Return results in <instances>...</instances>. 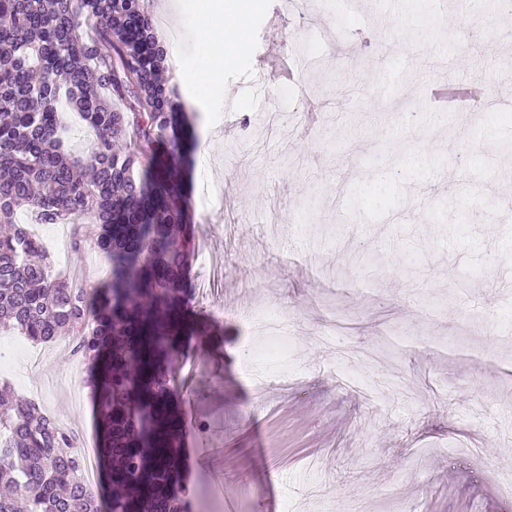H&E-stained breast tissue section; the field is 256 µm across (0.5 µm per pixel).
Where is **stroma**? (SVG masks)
Returning a JSON list of instances; mask_svg holds the SVG:
<instances>
[{"label":"stroma","mask_w":512,"mask_h":512,"mask_svg":"<svg viewBox=\"0 0 512 512\" xmlns=\"http://www.w3.org/2000/svg\"><path fill=\"white\" fill-rule=\"evenodd\" d=\"M150 6L170 110L198 135L223 121L182 174L199 244L223 264L222 288L191 301L212 334L189 357L180 405L197 512H512L500 491L512 481V335L475 314L512 312V36L499 0H309L326 31L314 70L295 65L309 51L287 0H261L207 89L197 0ZM414 33L423 67L399 51ZM451 70L480 79L500 109L434 111L432 86ZM345 81L370 97L322 94ZM33 231L53 267L100 285L105 258L83 225ZM260 304L292 325L261 389L241 356V314ZM393 332L416 345L392 348ZM0 343L15 348L0 384L96 440L89 372L70 344L4 331Z\"/></svg>","instance_id":"stroma-1"}]
</instances>
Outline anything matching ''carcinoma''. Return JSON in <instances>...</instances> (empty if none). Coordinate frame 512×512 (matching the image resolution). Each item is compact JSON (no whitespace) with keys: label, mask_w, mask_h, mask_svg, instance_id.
I'll return each mask as SVG.
<instances>
[{"label":"carcinoma","mask_w":512,"mask_h":512,"mask_svg":"<svg viewBox=\"0 0 512 512\" xmlns=\"http://www.w3.org/2000/svg\"><path fill=\"white\" fill-rule=\"evenodd\" d=\"M164 59L145 0H0V329L68 336L91 364L109 512H193L174 398L204 331L186 320L195 225L173 178L193 136L156 147L177 123ZM61 102L96 134L86 161L65 148ZM22 211L98 225L108 284L58 278ZM84 468L54 417L0 387V512H21L22 499L27 512H102Z\"/></svg>","instance_id":"1"}]
</instances>
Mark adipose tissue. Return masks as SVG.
I'll list each match as a JSON object with an SVG mask.
<instances>
[{
	"instance_id": "adipose-tissue-1",
	"label": "adipose tissue",
	"mask_w": 512,
	"mask_h": 512,
	"mask_svg": "<svg viewBox=\"0 0 512 512\" xmlns=\"http://www.w3.org/2000/svg\"><path fill=\"white\" fill-rule=\"evenodd\" d=\"M258 5L259 0H236L232 6L224 0H202L196 28L206 63L204 79L223 73L225 64L243 49L250 14Z\"/></svg>"
}]
</instances>
